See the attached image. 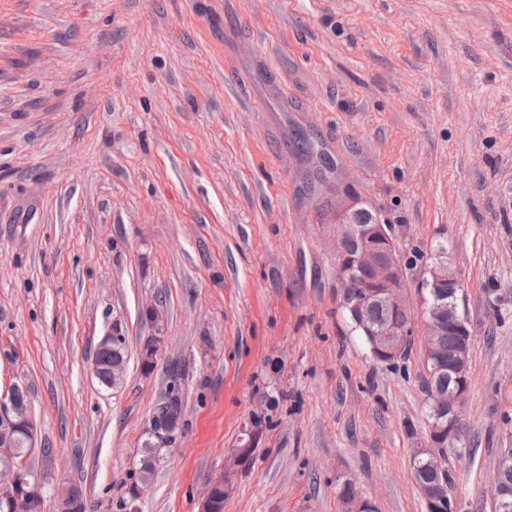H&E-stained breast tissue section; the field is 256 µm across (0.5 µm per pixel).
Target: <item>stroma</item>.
Returning <instances> with one entry per match:
<instances>
[{
	"label": "stroma",
	"mask_w": 512,
	"mask_h": 512,
	"mask_svg": "<svg viewBox=\"0 0 512 512\" xmlns=\"http://www.w3.org/2000/svg\"><path fill=\"white\" fill-rule=\"evenodd\" d=\"M352 200L390 224L412 302L392 362L341 308L330 231ZM438 257L473 342L453 494L495 512L512 0H0V393L28 396L46 512L68 484L122 512L170 361L181 430L139 512H200L218 473L224 512H345L346 479L377 512H426L411 448ZM116 326L128 362L107 389L92 366Z\"/></svg>",
	"instance_id": "1"
}]
</instances>
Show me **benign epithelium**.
Returning a JSON list of instances; mask_svg holds the SVG:
<instances>
[{
  "label": "benign epithelium",
  "instance_id": "obj_1",
  "mask_svg": "<svg viewBox=\"0 0 512 512\" xmlns=\"http://www.w3.org/2000/svg\"><path fill=\"white\" fill-rule=\"evenodd\" d=\"M355 205H347L336 211L333 248L336 256V268L343 295L352 302V310L360 318L375 302L391 306L408 305L403 269L397 253V245L391 233V227L382 223L376 215H371L370 225L366 226L354 219ZM366 272L365 280L356 290H350L352 283L347 278L346 268L351 264ZM458 278L448 270L443 262L435 263L430 269V278L426 287L457 288ZM455 329L460 339V358H465L471 346V333L466 323L454 319L448 305L434 302L424 311L423 338L437 341ZM413 333L409 327L397 326L383 321L373 326L376 336L377 352L393 361L399 357L408 336ZM458 384L448 392L436 388L427 389L433 406L442 414L443 419L435 423L434 438L431 443L442 445L456 436L457 422L461 420V409L469 391V376L464 363H459L455 372ZM20 414L18 391L9 397H0V451L12 456L15 447V429ZM25 461L12 462L0 470V492L13 490L26 482ZM228 481L220 474L211 478L202 499V512H213L214 490L227 487ZM423 496L431 512H461L460 502L448 499V487L432 486L423 489Z\"/></svg>",
  "mask_w": 512,
  "mask_h": 512
}]
</instances>
